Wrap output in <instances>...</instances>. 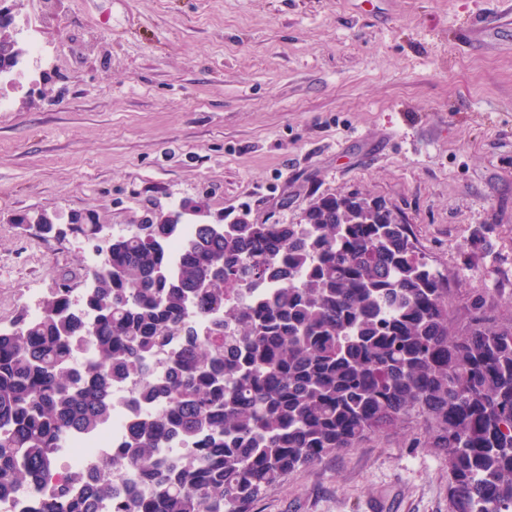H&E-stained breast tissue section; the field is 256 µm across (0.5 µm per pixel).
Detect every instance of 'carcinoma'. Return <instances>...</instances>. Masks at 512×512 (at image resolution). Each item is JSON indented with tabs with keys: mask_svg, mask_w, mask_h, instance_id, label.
Segmentation results:
<instances>
[{
	"mask_svg": "<svg viewBox=\"0 0 512 512\" xmlns=\"http://www.w3.org/2000/svg\"><path fill=\"white\" fill-rule=\"evenodd\" d=\"M369 203L326 196L299 224L235 217L186 235L170 215L118 233L94 212L19 225L105 256L61 274L39 316L0 328V501L37 489V512H104L120 495L112 512H248L288 472L416 412L448 462L453 512H512V323L477 293L468 328L450 326L448 275ZM77 279L90 288L75 303ZM134 376L143 408L126 440L53 481L59 449L108 426L112 388ZM169 439L192 454L165 456Z\"/></svg>",
	"mask_w": 512,
	"mask_h": 512,
	"instance_id": "carcinoma-1",
	"label": "carcinoma"
}]
</instances>
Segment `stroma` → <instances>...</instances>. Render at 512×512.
I'll return each instance as SVG.
<instances>
[{"instance_id": "stroma-1", "label": "stroma", "mask_w": 512, "mask_h": 512, "mask_svg": "<svg viewBox=\"0 0 512 512\" xmlns=\"http://www.w3.org/2000/svg\"><path fill=\"white\" fill-rule=\"evenodd\" d=\"M37 38L0 77V325L88 250L13 222L47 210L299 223L360 192L452 274L448 320L483 293L512 322V0H21ZM412 413L298 468L252 512H452Z\"/></svg>"}]
</instances>
